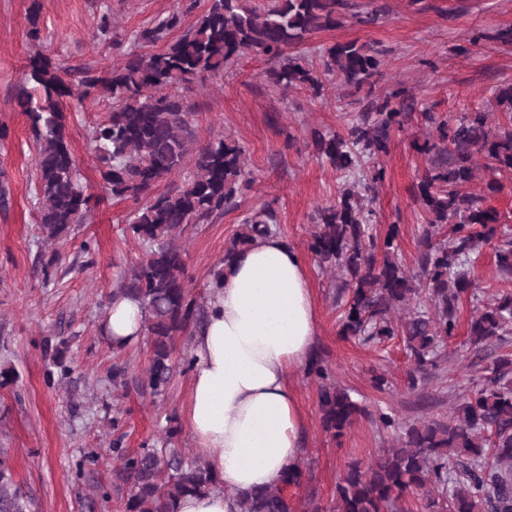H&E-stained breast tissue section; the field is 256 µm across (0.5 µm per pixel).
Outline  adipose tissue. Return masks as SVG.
<instances>
[{"mask_svg":"<svg viewBox=\"0 0 512 512\" xmlns=\"http://www.w3.org/2000/svg\"><path fill=\"white\" fill-rule=\"evenodd\" d=\"M104 330L114 346L140 342V305L114 299ZM317 334L306 264L281 236L257 238L225 264L192 338L183 415L219 486L183 498L179 512H230L237 496L282 484L302 452L294 380L312 362Z\"/></svg>","mask_w":512,"mask_h":512,"instance_id":"ef3b65f1","label":"adipose tissue"}]
</instances>
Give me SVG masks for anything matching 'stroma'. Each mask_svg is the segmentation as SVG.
I'll return each mask as SVG.
<instances>
[{
  "mask_svg": "<svg viewBox=\"0 0 512 512\" xmlns=\"http://www.w3.org/2000/svg\"><path fill=\"white\" fill-rule=\"evenodd\" d=\"M353 2L355 16L318 32L300 52L318 72L324 51L335 44L372 46L382 60L372 94L351 93L332 77L317 94L282 90L266 77L272 61L256 53L242 56L224 75L178 88L195 112L198 143L222 137L238 142L253 178L237 208L183 237L187 288L199 291L242 220L271 205L281 236L308 266L319 321L315 353L366 409L343 437L333 438L321 426L317 379L305 371L296 377L305 415L299 460L305 477L291 494L301 506L312 495L332 503L348 464L374 460L393 445L394 432L378 428L375 413H391L407 425L448 419L498 353L493 345L478 352L469 344L473 307L467 301L460 305L458 330L444 361L414 388L408 383L414 364L400 340L377 348L340 335V280L317 265L308 244L317 209L338 200L345 179L319 157L312 132H344L371 100L403 92L415 117L393 131L388 154L376 161L384 180L375 208L378 232L398 225V257L417 269L424 212L413 188L430 163L414 147L429 134L420 115L478 109L487 112L491 126L512 121L494 93L512 80V43L502 38L512 29V0ZM206 7L207 0H0V128L7 131L0 138V366L14 370L13 379L0 385V456L9 459L31 497V512H123L127 490L115 485L112 443L134 451L159 442L167 417L183 413L189 376L177 375L166 395L143 393L138 375L147 365L144 343L115 352L102 328L120 267L142 255L125 231L138 204L102 196L90 142L93 125L106 118L111 101L61 100L82 183L100 202L67 240L47 244L38 228L35 139L15 100L19 80L31 59L42 56L65 67L70 85H77L84 69L109 70L124 62L130 36L155 19L178 10L187 28ZM378 7L384 10L378 21L361 22V15ZM105 13L112 22L108 37L98 30ZM33 14L41 30L37 42L27 36ZM473 275L483 301L512 289L498 272L492 246L481 249ZM59 345L67 348L62 368L54 359ZM118 359L129 363L130 374L126 387L116 390L111 370ZM376 370L388 380L384 389L372 383ZM92 451L97 461L86 462Z\"/></svg>",
  "mask_w": 512,
  "mask_h": 512,
  "instance_id": "1",
  "label": "stroma"
}]
</instances>
